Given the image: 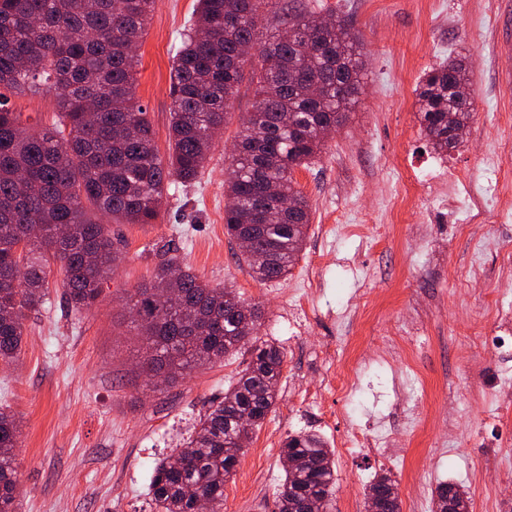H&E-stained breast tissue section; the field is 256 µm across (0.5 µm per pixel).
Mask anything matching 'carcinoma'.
<instances>
[{
	"mask_svg": "<svg viewBox=\"0 0 512 512\" xmlns=\"http://www.w3.org/2000/svg\"><path fill=\"white\" fill-rule=\"evenodd\" d=\"M272 0H197L170 72L169 154L161 157L146 110L135 96L138 44L154 0H0V87L53 82L60 90L52 127L27 131L0 95V360L21 351L25 312L44 303L47 268L60 265L72 308L94 306L102 281L118 267L108 218L152 224L170 178L196 184L214 137L224 129L252 58L261 8ZM252 70V112L238 133L226 184L224 230L247 241L241 251L253 279L288 276L304 249L311 210L294 181L358 102L363 61L345 19L314 29L308 10L291 11L263 44ZM467 79L456 59L427 72L418 89L419 119L433 147L459 146L471 108L448 98V82ZM456 116L448 130V111ZM131 323L141 336L146 372L174 381L237 350L256 334L258 314L241 310L228 288H212L176 258L129 295ZM284 353L262 341L224 390V400L200 416L183 447L156 463L150 481L157 512H198L196 495L212 512L224 506V486L245 447L240 421L251 430L277 404ZM20 421L0 408V512H15ZM334 451L313 431L288 435L277 512H330L336 485ZM366 500L387 498L401 512L396 481L372 479ZM432 512H472L469 492L442 482Z\"/></svg>",
	"mask_w": 512,
	"mask_h": 512,
	"instance_id": "carcinoma-1",
	"label": "carcinoma"
}]
</instances>
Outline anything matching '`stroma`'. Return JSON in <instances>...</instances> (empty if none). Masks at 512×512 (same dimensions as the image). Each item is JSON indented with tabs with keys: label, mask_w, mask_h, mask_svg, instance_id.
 <instances>
[{
	"label": "stroma",
	"mask_w": 512,
	"mask_h": 512,
	"mask_svg": "<svg viewBox=\"0 0 512 512\" xmlns=\"http://www.w3.org/2000/svg\"><path fill=\"white\" fill-rule=\"evenodd\" d=\"M306 4L351 20L365 74L348 121L294 172L311 208L298 263L287 278L258 282L224 230L232 142L254 102L246 79L199 183L171 182L155 223L111 225L123 261L98 302L74 311L59 268H51L44 305L25 315L17 359L0 361V407L21 422L16 512H155L149 484L156 462L181 446L245 368L243 346L172 383L143 373L127 294L171 255L258 308V339L284 353L279 400L226 483L222 512H277L283 440L312 430L334 447L354 425L389 430L400 459L336 458L331 512H344L348 500L365 512V487L380 473L396 480L402 512H431L434 489L448 480L467 489L473 512H512V408L500 404L498 386L501 372L512 371V326L496 319L512 306V281L499 276L512 252L501 244L502 215L483 202L485 237L477 241L461 227L469 201L453 216L424 204L428 183L444 186L451 167L471 176L488 155L501 158L512 200V0H277L258 24L257 41L268 40L281 9ZM195 8V0H156L137 52L136 98L163 157L174 49ZM453 57L467 63L472 119L463 143L446 153L421 131L416 88ZM6 95L23 127L52 125L51 85ZM304 294L311 302L301 333L292 306ZM416 315L424 346L414 351L393 334ZM480 338L487 348L476 347ZM327 346L373 360L359 374L357 409L329 386ZM447 409L458 410L460 429L442 422ZM488 468L491 489L481 481Z\"/></svg>",
	"instance_id": "stroma-1"
}]
</instances>
